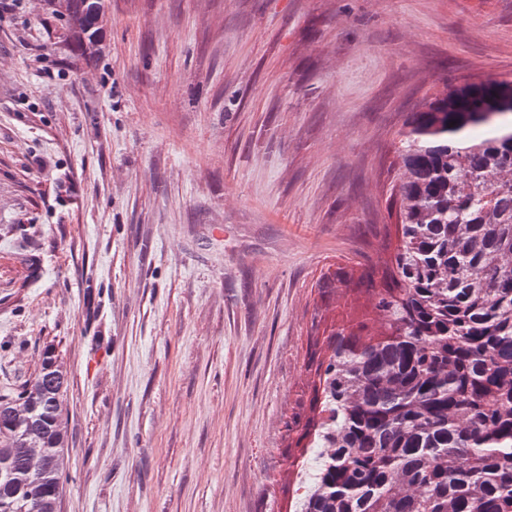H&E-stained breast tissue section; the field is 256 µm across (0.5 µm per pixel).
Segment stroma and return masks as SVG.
Here are the masks:
<instances>
[{
	"label": "stroma",
	"instance_id": "stroma-1",
	"mask_svg": "<svg viewBox=\"0 0 512 512\" xmlns=\"http://www.w3.org/2000/svg\"><path fill=\"white\" fill-rule=\"evenodd\" d=\"M85 61L0 7V396L68 372L62 512H293L316 288L383 258L409 112L512 80V0H108Z\"/></svg>",
	"mask_w": 512,
	"mask_h": 512
}]
</instances>
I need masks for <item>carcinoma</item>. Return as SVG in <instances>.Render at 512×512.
Listing matches in <instances>:
<instances>
[{
    "mask_svg": "<svg viewBox=\"0 0 512 512\" xmlns=\"http://www.w3.org/2000/svg\"><path fill=\"white\" fill-rule=\"evenodd\" d=\"M88 8L57 14L80 55ZM398 243L339 267L343 287L381 316L334 327L314 353L305 423L319 466L297 512H512V81L447 87L425 99L395 143ZM35 371L0 404L29 414L0 425V512H55L69 466L66 390ZM52 458L23 456L31 422ZM45 471L33 484L25 471Z\"/></svg>",
    "mask_w": 512,
    "mask_h": 512,
    "instance_id": "obj_1",
    "label": "carcinoma"
}]
</instances>
